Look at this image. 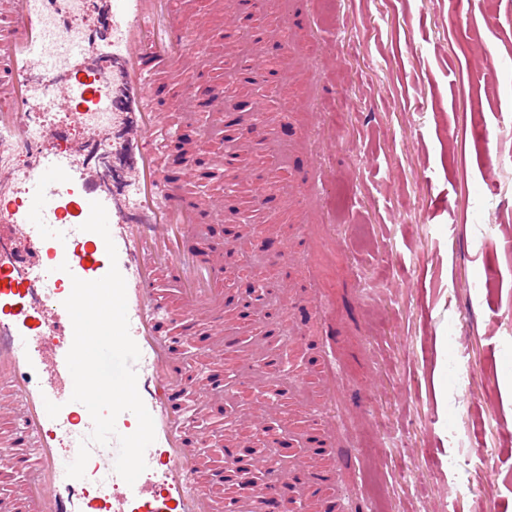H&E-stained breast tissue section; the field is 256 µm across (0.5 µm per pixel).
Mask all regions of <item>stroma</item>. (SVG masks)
Listing matches in <instances>:
<instances>
[{
	"instance_id": "obj_1",
	"label": "stroma",
	"mask_w": 512,
	"mask_h": 512,
	"mask_svg": "<svg viewBox=\"0 0 512 512\" xmlns=\"http://www.w3.org/2000/svg\"><path fill=\"white\" fill-rule=\"evenodd\" d=\"M292 2L306 69L278 65L268 106L288 129L266 131L287 138L288 163L267 150L248 163L271 181L308 171L321 196L307 228L299 195L252 211L292 244L265 277L291 279L298 301L319 295L336 333L302 324L295 359L310 386L290 398L291 422L342 429L330 456L339 512H512V0ZM197 11L218 52L209 78L226 86L220 52L238 30L210 0ZM478 98L490 145L473 131ZM490 152L501 160L488 177ZM484 239L493 248L479 250ZM325 356L337 381L322 397ZM451 456L463 463L453 479Z\"/></svg>"
}]
</instances>
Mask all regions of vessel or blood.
Returning a JSON list of instances; mask_svg holds the SVG:
<instances>
[{
    "label": "vessel or blood",
    "instance_id": "vessel-or-blood-1",
    "mask_svg": "<svg viewBox=\"0 0 512 512\" xmlns=\"http://www.w3.org/2000/svg\"><path fill=\"white\" fill-rule=\"evenodd\" d=\"M17 0L0 59L10 79L0 90V378L13 402L0 419L17 424L0 455L25 466L18 449L36 441L38 477L26 512H301L289 503L287 475L270 477L267 455L226 448L211 460L183 430L186 409L207 418L224 381L191 375L177 352L188 325H204V352L224 353V249L206 216L224 197H197L201 172L224 168L223 151L199 139L197 113L154 101L171 72L211 64L205 32L185 0ZM78 129L71 137L70 129ZM68 141L66 150L57 144ZM104 205L117 249L84 231L92 202ZM118 266L126 281L129 330L141 356L138 392L153 417L155 442L134 484L115 473L116 443L91 448L84 478L66 466L93 429L71 399L66 363L73 328L64 302L73 278H102ZM178 283L174 304L158 288ZM208 476L210 491L197 487Z\"/></svg>",
    "mask_w": 512,
    "mask_h": 512
}]
</instances>
